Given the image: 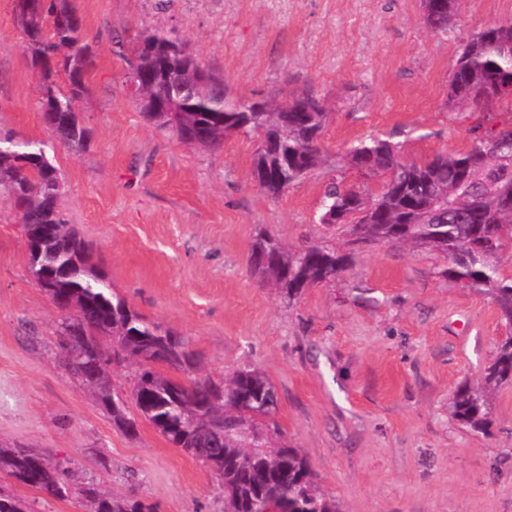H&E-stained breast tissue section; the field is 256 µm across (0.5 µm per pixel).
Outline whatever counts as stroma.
I'll return each instance as SVG.
<instances>
[{"instance_id": "stroma-1", "label": "stroma", "mask_w": 512, "mask_h": 512, "mask_svg": "<svg viewBox=\"0 0 512 512\" xmlns=\"http://www.w3.org/2000/svg\"><path fill=\"white\" fill-rule=\"evenodd\" d=\"M0 0V131L52 141L38 80ZM95 52L79 100L90 131L78 154L56 149L60 210L91 262L135 311L184 337L197 376L222 382L263 371L275 419L338 512H512V386L497 390L477 434L451 414L512 333L485 296L449 279L438 252L378 244L351 249L318 224L325 183L377 189L339 158L388 138L421 163L512 125V104L446 107L460 43L512 20V0H463L452 32L430 33L420 0H73ZM183 40L235 101H281L303 90L330 109L323 163L278 198L259 188L256 140L216 149L182 143L143 117L112 39L141 28ZM267 233L291 248L348 253L336 280L294 301L250 271ZM62 316L32 278L13 203L0 197V440L45 453L107 495L154 512H224L212 471L138 420L127 436L56 355Z\"/></svg>"}]
</instances>
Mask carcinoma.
<instances>
[{"label": "carcinoma", "mask_w": 512, "mask_h": 512, "mask_svg": "<svg viewBox=\"0 0 512 512\" xmlns=\"http://www.w3.org/2000/svg\"><path fill=\"white\" fill-rule=\"evenodd\" d=\"M461 0H422L424 21L437 36L453 30ZM17 22L36 70L41 115L63 148L80 153L89 130L77 101L87 92L85 74L94 55L70 0H23ZM135 62L124 75L147 121L160 131L203 148H215L234 133L259 140L253 165L260 189L278 197L322 164L320 137L328 108L313 94L284 102L252 104L229 100L182 42L161 30H144L131 40ZM69 92H57L59 75ZM512 21L496 22L463 41L448 85V111L470 112L493 100L512 102ZM45 142L0 132V192L7 194L23 224L46 226L41 255L29 256L36 285L52 303L65 302L76 318H63L57 338L59 360L81 378L92 396L127 435L137 433L127 413L135 403L143 419L172 445L201 461L224 486V512H259L258 504L288 506V512H337L319 488L308 461L296 448L275 445L256 418H271L278 407L274 385L258 370L235 372L217 384L191 376L176 380L154 364L184 372L195 367L186 340L130 308L111 293L89 265V247L59 210L62 177ZM343 161L382 177L373 193L328 183L318 222L341 227L352 243L401 244L427 248L448 258V277L491 298L512 325V275L501 274V258L512 249V126L477 136L461 152H444L424 163L407 160L388 140H359ZM266 257L253 267L288 300L303 289L336 279L348 256L319 246L290 249L258 234L252 255ZM141 363L142 372L126 399L112 389L109 359L101 341ZM512 383V336L503 339L482 381L456 391L454 417L477 434L487 433L492 393ZM24 448L0 445V474L42 494L77 493L87 512H143V506L107 496L90 483H76L70 471ZM0 512H31L28 504L0 488Z\"/></svg>", "instance_id": "cac0c4a2"}]
</instances>
